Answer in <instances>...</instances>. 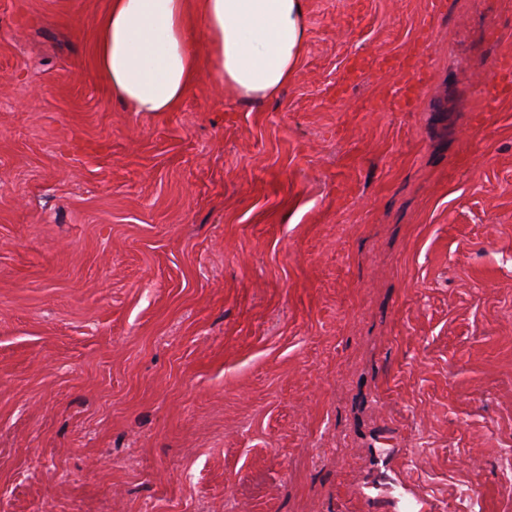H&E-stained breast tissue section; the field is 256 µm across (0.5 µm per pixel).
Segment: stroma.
Instances as JSON below:
<instances>
[{"instance_id":"35a3bbf8","label":"stroma","mask_w":512,"mask_h":512,"mask_svg":"<svg viewBox=\"0 0 512 512\" xmlns=\"http://www.w3.org/2000/svg\"><path fill=\"white\" fill-rule=\"evenodd\" d=\"M109 5L0 0V512H512V0H306L170 112ZM494 81L484 92L485 109L495 110L499 102L512 94V61L510 57L501 58L493 64Z\"/></svg>"}]
</instances>
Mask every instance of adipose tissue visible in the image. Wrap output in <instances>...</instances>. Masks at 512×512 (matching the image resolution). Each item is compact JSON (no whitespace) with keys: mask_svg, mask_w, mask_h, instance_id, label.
I'll list each match as a JSON object with an SVG mask.
<instances>
[{"mask_svg":"<svg viewBox=\"0 0 512 512\" xmlns=\"http://www.w3.org/2000/svg\"><path fill=\"white\" fill-rule=\"evenodd\" d=\"M305 0H110L96 64L135 112H168L201 68L246 103L276 99L298 70Z\"/></svg>","mask_w":512,"mask_h":512,"instance_id":"obj_1","label":"adipose tissue"}]
</instances>
